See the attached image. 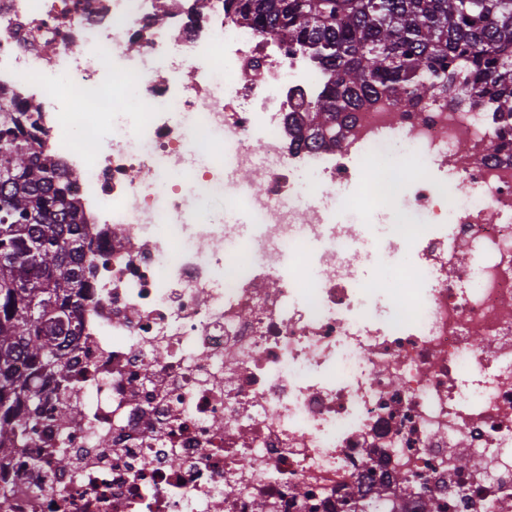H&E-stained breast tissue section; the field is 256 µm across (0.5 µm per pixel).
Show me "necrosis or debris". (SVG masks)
<instances>
[{"instance_id":"1","label":"necrosis or debris","mask_w":512,"mask_h":512,"mask_svg":"<svg viewBox=\"0 0 512 512\" xmlns=\"http://www.w3.org/2000/svg\"><path fill=\"white\" fill-rule=\"evenodd\" d=\"M155 62L128 98L126 46ZM224 79V97L210 88ZM326 81L224 0H0V88L40 104L43 153L76 174L101 255L64 350L79 421L50 415L5 469L0 512H361L375 491L421 512L512 499V150L489 113L381 97L338 144L292 142ZM75 91L99 133L77 145ZM133 111L134 144L106 105ZM190 116L174 125L171 107ZM219 159L196 161L201 138ZM265 177L231 194L225 160ZM316 170L350 214L299 193ZM456 178L460 191L448 188ZM252 211L189 224L194 191ZM419 216L359 278L372 204ZM71 464H47L56 449ZM467 457L474 467L459 471Z\"/></svg>"}]
</instances>
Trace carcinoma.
<instances>
[{"mask_svg": "<svg viewBox=\"0 0 512 512\" xmlns=\"http://www.w3.org/2000/svg\"><path fill=\"white\" fill-rule=\"evenodd\" d=\"M243 22L303 49L328 75L306 139L342 135L376 96L441 95L493 112L512 144V0H231ZM40 108H0V459L69 377L54 340L81 331L96 267L62 166L36 151Z\"/></svg>", "mask_w": 512, "mask_h": 512, "instance_id": "obj_1", "label": "carcinoma"}]
</instances>
